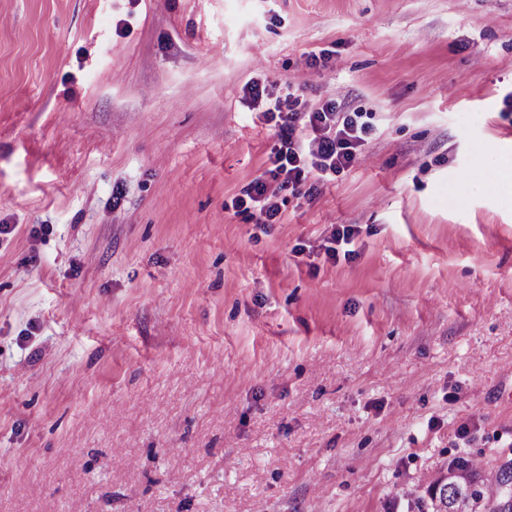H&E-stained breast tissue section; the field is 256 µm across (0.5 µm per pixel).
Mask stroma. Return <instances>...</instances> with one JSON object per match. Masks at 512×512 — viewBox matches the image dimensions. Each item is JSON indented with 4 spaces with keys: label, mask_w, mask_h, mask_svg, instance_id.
Returning <instances> with one entry per match:
<instances>
[{
    "label": "stroma",
    "mask_w": 512,
    "mask_h": 512,
    "mask_svg": "<svg viewBox=\"0 0 512 512\" xmlns=\"http://www.w3.org/2000/svg\"><path fill=\"white\" fill-rule=\"evenodd\" d=\"M290 93L366 129L300 198ZM509 155L512 0H0V512H432L512 472V184H469ZM460 465L470 470L466 479H460L455 472L450 471L452 475L447 481L439 477L429 486L428 492L433 511L456 512L469 491L478 501L485 502L487 505L498 499L502 485L496 478L484 479L478 467L469 461Z\"/></svg>",
    "instance_id": "stroma-1"
}]
</instances>
